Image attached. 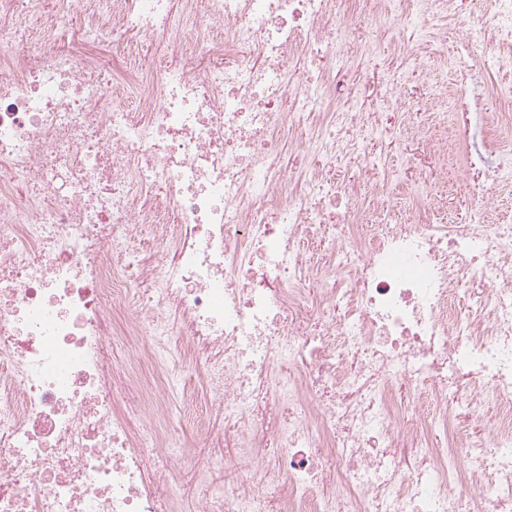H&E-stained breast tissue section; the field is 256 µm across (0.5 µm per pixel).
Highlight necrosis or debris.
<instances>
[{
    "instance_id": "4bbe7bcc",
    "label": "necrosis or debris",
    "mask_w": 512,
    "mask_h": 512,
    "mask_svg": "<svg viewBox=\"0 0 512 512\" xmlns=\"http://www.w3.org/2000/svg\"><path fill=\"white\" fill-rule=\"evenodd\" d=\"M417 2L0 0V512H512V0ZM357 15L456 32L463 222L337 178ZM491 224H512V187L501 191L490 213Z\"/></svg>"
}]
</instances>
